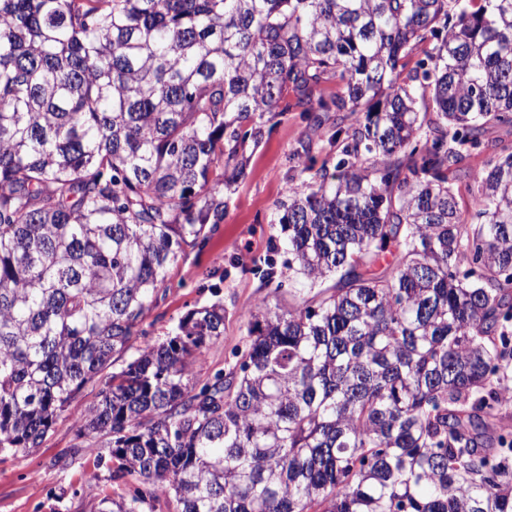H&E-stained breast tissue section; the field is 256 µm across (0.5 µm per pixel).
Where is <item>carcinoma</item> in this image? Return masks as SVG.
<instances>
[{
    "label": "carcinoma",
    "instance_id": "1",
    "mask_svg": "<svg viewBox=\"0 0 512 512\" xmlns=\"http://www.w3.org/2000/svg\"><path fill=\"white\" fill-rule=\"evenodd\" d=\"M290 108L310 161L328 113L359 115L270 220L310 296L245 312L201 384L224 305L137 340L224 217V172ZM498 126L512 0H0V454L41 447L96 382L79 437L134 488L91 474L88 512H512ZM253 272L282 289L274 258Z\"/></svg>",
    "mask_w": 512,
    "mask_h": 512
}]
</instances>
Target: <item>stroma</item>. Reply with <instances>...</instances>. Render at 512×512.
<instances>
[{"label":"stroma","mask_w":512,"mask_h":512,"mask_svg":"<svg viewBox=\"0 0 512 512\" xmlns=\"http://www.w3.org/2000/svg\"><path fill=\"white\" fill-rule=\"evenodd\" d=\"M308 132L309 125L298 111L271 119L261 145L248 154L246 177L227 191L224 217L208 244L200 250L185 248L169 270L165 299L143 323L147 341L160 342L190 310L223 302L224 334L207 347L197 367L199 379L224 369L232 350L241 345L245 327L240 312L261 302L284 305L291 299L288 291L276 293L264 287L252 269L268 255L273 233L270 215L301 169L295 150ZM97 393L96 384H87L41 447L0 457V512H87L83 477L94 468L97 448L83 449L80 459L65 471L50 462L79 445L74 417L93 404Z\"/></svg>","instance_id":"35a3bbf8"}]
</instances>
